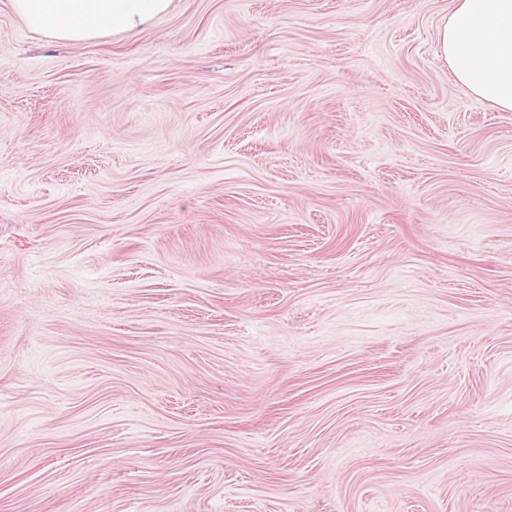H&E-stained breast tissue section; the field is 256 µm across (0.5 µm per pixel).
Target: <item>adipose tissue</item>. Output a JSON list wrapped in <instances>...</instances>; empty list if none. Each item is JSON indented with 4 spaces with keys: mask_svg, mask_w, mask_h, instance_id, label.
<instances>
[{
    "mask_svg": "<svg viewBox=\"0 0 512 512\" xmlns=\"http://www.w3.org/2000/svg\"><path fill=\"white\" fill-rule=\"evenodd\" d=\"M169 6L170 0H10L27 26L70 43L147 27ZM440 49L459 83L512 111V0H456Z\"/></svg>",
    "mask_w": 512,
    "mask_h": 512,
    "instance_id": "ef3b65f1",
    "label": "adipose tissue"
}]
</instances>
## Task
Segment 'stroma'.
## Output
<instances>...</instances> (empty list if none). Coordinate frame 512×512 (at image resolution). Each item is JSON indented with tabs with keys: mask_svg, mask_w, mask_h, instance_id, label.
Listing matches in <instances>:
<instances>
[{
	"mask_svg": "<svg viewBox=\"0 0 512 512\" xmlns=\"http://www.w3.org/2000/svg\"><path fill=\"white\" fill-rule=\"evenodd\" d=\"M454 0H0V512H512V112ZM170 1L10 0V7L30 28L54 40L80 43L145 28L167 12Z\"/></svg>",
	"mask_w": 512,
	"mask_h": 512,
	"instance_id": "1",
	"label": "stroma"
}]
</instances>
